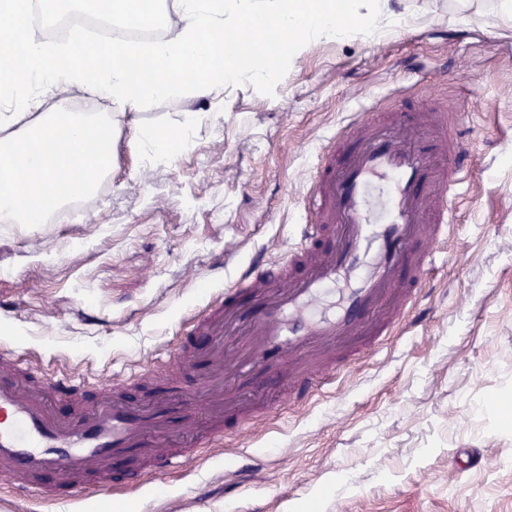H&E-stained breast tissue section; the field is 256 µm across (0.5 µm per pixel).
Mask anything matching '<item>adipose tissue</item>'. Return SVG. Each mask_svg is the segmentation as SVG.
Instances as JSON below:
<instances>
[{
	"instance_id": "ef3b65f1",
	"label": "adipose tissue",
	"mask_w": 512,
	"mask_h": 512,
	"mask_svg": "<svg viewBox=\"0 0 512 512\" xmlns=\"http://www.w3.org/2000/svg\"><path fill=\"white\" fill-rule=\"evenodd\" d=\"M383 0H158L142 12L132 0H114L117 34L105 51L81 49L79 36L45 41L29 30L27 0H9L0 25V48L23 42L29 65L0 75V181L15 191L0 192L1 224H41L73 199L91 194L112 173L115 131L133 112L166 111L173 100L205 97L249 76L273 82L282 66L298 58L307 43L332 39L366 27L382 15ZM163 25L154 42H128L125 30ZM281 34L282 50L262 49L268 26ZM110 65L99 62L100 55ZM202 68L194 82L181 77L186 58ZM223 68H213L215 59ZM60 101L74 96L107 99L110 112H46L44 94ZM203 114L184 113L174 125L135 127L133 139L143 166L169 162L174 147L189 142Z\"/></svg>"
}]
</instances>
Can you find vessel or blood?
I'll list each match as a JSON object with an SVG mask.
<instances>
[{"instance_id":"vessel-or-blood-1","label":"vessel or blood","mask_w":512,"mask_h":512,"mask_svg":"<svg viewBox=\"0 0 512 512\" xmlns=\"http://www.w3.org/2000/svg\"><path fill=\"white\" fill-rule=\"evenodd\" d=\"M458 126L455 112H403L382 122L356 113L322 153L300 245L277 261L251 262L153 367L115 374L92 392L82 374L42 379L0 358V479L43 498V476L79 485L114 460L176 469L190 449L221 437L226 419L244 428L261 415L238 406L255 375L291 386L300 403L347 368L340 341L372 336L381 344L395 335L422 301L455 224L467 177ZM377 179L387 183L381 217L368 199ZM186 369L206 395L204 408L183 381ZM153 378L167 383L164 395L145 393ZM132 390L142 398L130 400ZM63 400L71 415L57 413Z\"/></svg>"}]
</instances>
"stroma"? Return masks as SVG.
<instances>
[{
    "mask_svg": "<svg viewBox=\"0 0 512 512\" xmlns=\"http://www.w3.org/2000/svg\"><path fill=\"white\" fill-rule=\"evenodd\" d=\"M499 0H388L371 26L311 42L273 84L174 102L202 112L189 149L142 170L116 130L106 191L74 219L0 223V355L108 381L171 347L254 257L299 240L328 137L351 113L469 117L459 223L420 323L301 405L122 492L52 500L0 482V512H512V23Z\"/></svg>",
    "mask_w": 512,
    "mask_h": 512,
    "instance_id": "35a3bbf8",
    "label": "stroma"
}]
</instances>
